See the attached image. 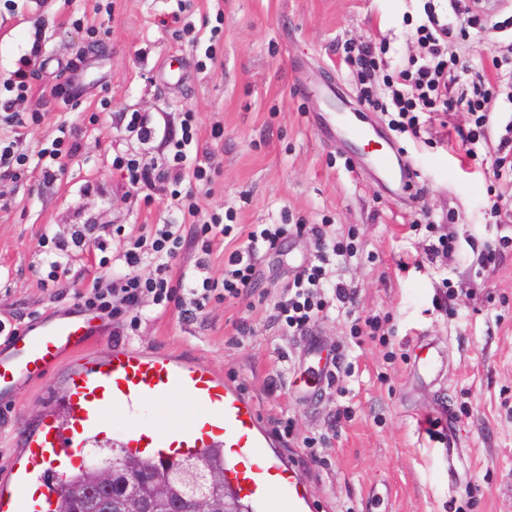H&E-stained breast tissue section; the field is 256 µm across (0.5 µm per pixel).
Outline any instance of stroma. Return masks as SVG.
I'll list each match as a JSON object with an SVG mask.
<instances>
[{"label":"stroma","mask_w":512,"mask_h":512,"mask_svg":"<svg viewBox=\"0 0 512 512\" xmlns=\"http://www.w3.org/2000/svg\"><path fill=\"white\" fill-rule=\"evenodd\" d=\"M431 7L446 16L466 74L496 80L512 56V0H500L495 26L481 32L446 0H0L1 99L16 97L10 79L41 46L17 107L27 124L0 114V140L22 160L0 182V321L74 306L77 292L121 277L116 254L157 224L182 227L173 275L192 269L190 201L132 189L115 164L143 156L165 166L168 138L191 131L189 157L216 163L195 200L201 217L230 227L213 246V276L253 225L284 224L288 235L258 251L248 300H214L194 318L148 306L135 336L113 324L91 351L127 341L222 371L267 423L289 420L279 449L318 512H512V221L490 215L495 195L512 201V179L492 158L493 144L512 136V103L495 98L492 145L474 160L457 135L473 125L465 111L434 114L420 139L399 137L421 177L415 196L394 199L317 132L310 115L325 103L295 93L299 83H327L381 119L361 100L346 50L375 41L392 68L419 57L414 34ZM175 10L181 21L172 24ZM171 58L184 72L175 87L160 71ZM135 114L155 128L150 140L129 132ZM63 126L80 151L48 183L39 152ZM317 228L344 250L325 288H348L355 301L317 314L314 358L307 335L275 321L273 305L311 260ZM80 233L86 244L71 251L66 276L42 287L59 241ZM442 236L450 250L429 253ZM425 336L446 355L433 384L414 371ZM321 361L335 367L331 382L311 378ZM451 444L465 464L454 487ZM312 447L323 456L316 468Z\"/></svg>","instance_id":"stroma-1"}]
</instances>
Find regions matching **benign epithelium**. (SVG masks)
I'll use <instances>...</instances> for the list:
<instances>
[{
  "label": "benign epithelium",
  "instance_id": "7a95c632",
  "mask_svg": "<svg viewBox=\"0 0 512 512\" xmlns=\"http://www.w3.org/2000/svg\"><path fill=\"white\" fill-rule=\"evenodd\" d=\"M185 471L193 482L203 485L205 490L181 501L171 500L166 476L133 474L128 471L124 457L119 454L113 455L109 465L100 470V481L110 487L116 477H121L122 496L114 504L116 512H230L222 496L224 475L200 472L189 461L185 462Z\"/></svg>",
  "mask_w": 512,
  "mask_h": 512
}]
</instances>
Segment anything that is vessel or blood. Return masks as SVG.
<instances>
[{"mask_svg": "<svg viewBox=\"0 0 512 512\" xmlns=\"http://www.w3.org/2000/svg\"><path fill=\"white\" fill-rule=\"evenodd\" d=\"M318 121L344 141L380 142L369 158L378 185L396 198L412 194L418 170L389 137H375L353 112ZM92 321L62 309L18 327L0 347V398L24 382L49 385L38 423L20 433L17 459L0 477V512H52L56 483L82 464L85 448L113 439L125 453L161 463L223 449L226 479L254 512H315L304 476L271 455L277 437L239 385L202 361L147 348L90 353ZM172 398L186 401V412L160 411Z\"/></svg>", "mask_w": 512, "mask_h": 512, "instance_id": "b4317fda", "label": "vessel or blood"}]
</instances>
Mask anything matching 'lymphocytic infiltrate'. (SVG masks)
<instances>
[{"label": "lymphocytic infiltrate", "instance_id": "lymphocytic-infiltrate-1", "mask_svg": "<svg viewBox=\"0 0 512 512\" xmlns=\"http://www.w3.org/2000/svg\"><path fill=\"white\" fill-rule=\"evenodd\" d=\"M448 27L437 15H429L425 24L416 29L417 42L422 49L416 67L400 70L386 84H379L377 73L381 68L375 43L364 41L353 45L347 59L365 101L385 112L388 128L399 135L419 137L424 112H450L462 106L474 113V126L463 132L464 146L476 144L483 137L490 122L488 110L489 88L485 82L473 84L457 98L447 95L449 84L458 82V62L447 46ZM288 228L283 224H257L249 232V243L232 251L220 278L207 276L206 260L216 240L224 238L227 228L219 221L196 225L194 233L203 255L192 274L173 278L172 262L182 247L183 236L179 225L166 224L152 239H136L123 250L121 258L128 272L118 280L95 286L85 292L80 302L86 310L111 319H123L129 329H136L139 311L144 304L167 307L172 301H187L185 316L202 312L213 300L227 301L242 297L250 289L256 275L257 245L275 248ZM313 262L294 276L288 294L276 306V317L289 332L305 333L316 312L327 308L329 301L342 305L353 302L352 295L343 287H336L332 297L323 293L325 267L330 253L323 232H315Z\"/></svg>", "mask_w": 512, "mask_h": 512}]
</instances>
